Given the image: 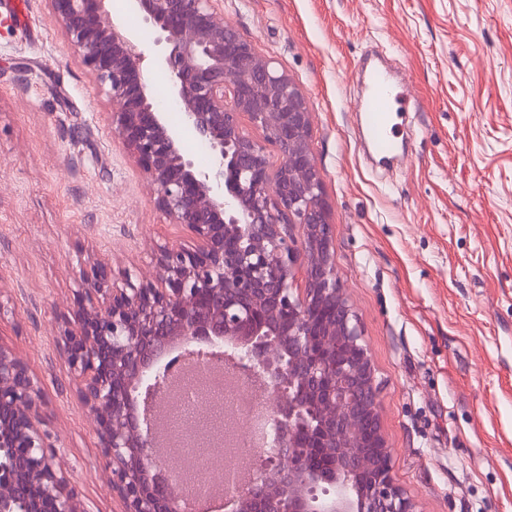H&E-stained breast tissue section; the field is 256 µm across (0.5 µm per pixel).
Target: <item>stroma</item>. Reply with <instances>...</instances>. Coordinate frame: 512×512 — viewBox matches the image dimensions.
Listing matches in <instances>:
<instances>
[{
	"mask_svg": "<svg viewBox=\"0 0 512 512\" xmlns=\"http://www.w3.org/2000/svg\"><path fill=\"white\" fill-rule=\"evenodd\" d=\"M296 82L339 284L375 369L395 481L417 512H512V0H223ZM400 68L414 147L372 168L360 57ZM191 246L112 134V103L48 0H0V343L38 378L88 512H120L60 338L79 266L152 270Z\"/></svg>",
	"mask_w": 512,
	"mask_h": 512,
	"instance_id": "stroma-1",
	"label": "stroma"
}]
</instances>
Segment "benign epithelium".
<instances>
[{"mask_svg": "<svg viewBox=\"0 0 512 512\" xmlns=\"http://www.w3.org/2000/svg\"><path fill=\"white\" fill-rule=\"evenodd\" d=\"M50 2L108 87L113 134L157 209L193 241L160 248L150 278L116 276L102 260L76 271L61 340L123 512H187L176 480L157 475L150 428L184 356L229 359L272 398L275 437L234 489L235 512H416L393 478L374 369L337 280L299 87L224 22L220 0H133L163 47L155 66L180 105L175 125L155 107L140 37L113 18L111 0ZM183 126L208 147L207 169L184 150ZM43 405L38 378L0 344V512H89Z\"/></svg>", "mask_w": 512, "mask_h": 512, "instance_id": "benign-epithelium-1", "label": "benign epithelium"}]
</instances>
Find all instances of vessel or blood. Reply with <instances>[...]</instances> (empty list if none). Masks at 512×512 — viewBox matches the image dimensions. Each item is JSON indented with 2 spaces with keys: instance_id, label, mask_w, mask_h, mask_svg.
<instances>
[{
  "instance_id": "b4317fda",
  "label": "vessel or blood",
  "mask_w": 512,
  "mask_h": 512,
  "mask_svg": "<svg viewBox=\"0 0 512 512\" xmlns=\"http://www.w3.org/2000/svg\"><path fill=\"white\" fill-rule=\"evenodd\" d=\"M366 90L354 110L365 151L382 163L403 161L407 152L399 132V112L410 103L411 87L384 63L365 65Z\"/></svg>"
}]
</instances>
